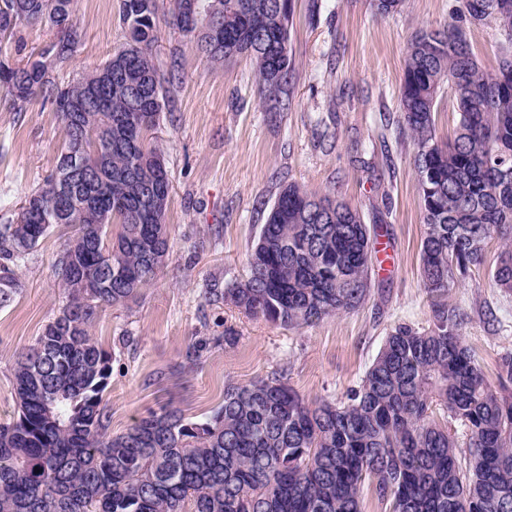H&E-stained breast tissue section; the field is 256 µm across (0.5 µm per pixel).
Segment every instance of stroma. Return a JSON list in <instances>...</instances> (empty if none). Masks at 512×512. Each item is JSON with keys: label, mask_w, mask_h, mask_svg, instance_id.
<instances>
[{"label": "stroma", "mask_w": 512, "mask_h": 512, "mask_svg": "<svg viewBox=\"0 0 512 512\" xmlns=\"http://www.w3.org/2000/svg\"><path fill=\"white\" fill-rule=\"evenodd\" d=\"M119 5L75 0L81 40L72 59L52 69L54 82L67 84L123 46ZM158 5L153 57L170 98L149 138L169 173L170 249L156 281L103 308L91 329L111 355L107 432L122 433L164 406L205 421L225 386L276 374L305 402L343 400L360 386L392 327L423 331L434 321L420 276L415 146L400 130L398 95L409 40L447 23L454 0H403L384 18L370 0H292L290 72L284 105L275 110L261 101L249 60L212 66L193 36L167 25L173 0ZM55 39L48 25L23 22L0 42V57L33 61ZM64 143L50 105L37 100L18 112L0 103V214L19 208L43 182ZM291 183L341 199L367 224L384 227L382 264L366 303L303 328L247 316L219 296L248 277L260 226ZM63 241L60 227L42 240L16 271L19 290L0 307V424L17 417L18 355L67 301L55 273ZM499 253L491 241L484 265L443 297L466 314L465 341L490 379L512 352V295L490 285ZM228 329L237 336L231 347L224 344Z\"/></svg>", "instance_id": "stroma-1"}]
</instances>
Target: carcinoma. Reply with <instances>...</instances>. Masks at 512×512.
I'll list each match as a JSON object with an SVG mask.
<instances>
[{
    "label": "carcinoma",
    "mask_w": 512,
    "mask_h": 512,
    "mask_svg": "<svg viewBox=\"0 0 512 512\" xmlns=\"http://www.w3.org/2000/svg\"><path fill=\"white\" fill-rule=\"evenodd\" d=\"M505 1L512 4L456 0L448 25L415 34L407 47L399 110L416 148L421 279L435 297L484 263L494 237L502 250L491 285L512 293V151L500 150L512 146ZM158 10V0H121L126 43L103 66L57 85L49 65L68 62L81 38L74 0H0V41L22 21L60 33L39 60H0V97L21 111L43 96L66 132L55 170L17 212L0 216L1 306L40 240L59 224L76 227L60 258L67 302L14 369L18 416L0 424V512H364L366 491L392 512H512V353L500 357L492 388L465 343L466 316L440 301L432 328L390 329L360 386L339 403L307 404L273 376L225 388L205 422L164 409L107 434L110 356L90 329L102 307L154 283L169 249V174L144 141L168 99L152 56ZM291 15V0H174L171 24L215 66L250 58L276 109L288 82ZM475 15L498 35L492 71L472 49ZM445 92L457 125L441 144ZM160 178L156 207L146 189ZM315 199L294 183L279 193L247 279L224 298L289 328L364 304L377 229L329 196L322 200L333 217L321 221L308 209ZM450 420L463 440L448 432Z\"/></svg>",
    "instance_id": "obj_1"
}]
</instances>
